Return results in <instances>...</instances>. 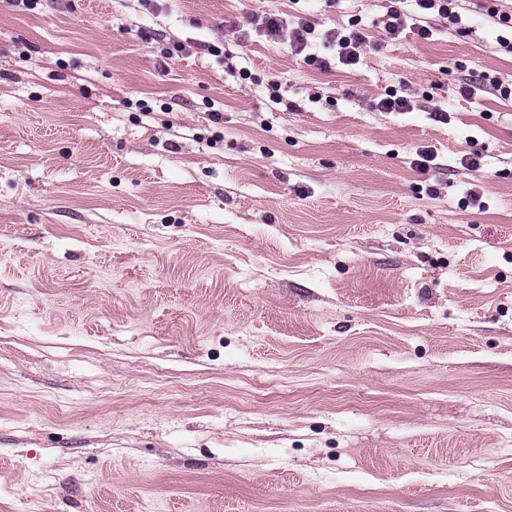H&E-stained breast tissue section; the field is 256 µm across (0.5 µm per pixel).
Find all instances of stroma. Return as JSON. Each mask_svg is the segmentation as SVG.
<instances>
[{"instance_id":"1","label":"stroma","mask_w":512,"mask_h":512,"mask_svg":"<svg viewBox=\"0 0 512 512\" xmlns=\"http://www.w3.org/2000/svg\"><path fill=\"white\" fill-rule=\"evenodd\" d=\"M389 6L0 0V512H512L498 25L327 71L260 26Z\"/></svg>"}]
</instances>
